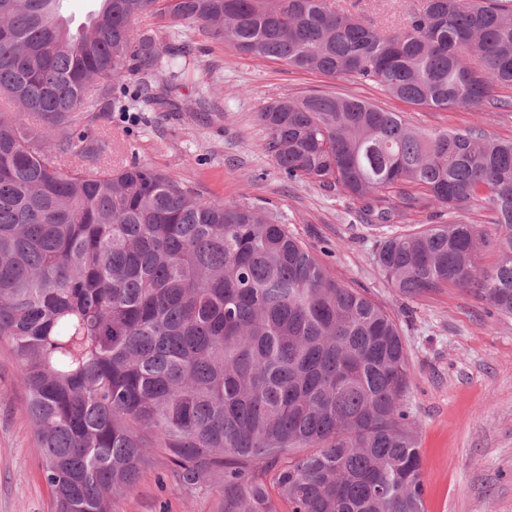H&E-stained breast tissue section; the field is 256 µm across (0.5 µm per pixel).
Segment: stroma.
<instances>
[{"label": "stroma", "mask_w": 512, "mask_h": 512, "mask_svg": "<svg viewBox=\"0 0 512 512\" xmlns=\"http://www.w3.org/2000/svg\"><path fill=\"white\" fill-rule=\"evenodd\" d=\"M363 20L394 26L423 0H336ZM136 28L158 29L182 45L195 68L178 80L173 109L124 98L126 73L111 96L86 113L105 163L139 161L165 172L204 199L247 203L278 212L289 231L335 277L367 289L398 323L412 373L407 404L417 420L425 512H512V316L495 313L472 291L451 286L409 299L383 277L374 254L381 239L433 224L475 219L489 244L480 268L496 265L492 211L448 214L424 209L409 224H368L349 198L304 179L288 178L267 151L260 109L279 98L335 91L399 113L411 126L456 130L476 126L490 139H512V90H498L506 108L473 112L418 108L353 76L331 79L255 60L228 49L198 28L146 18ZM18 362L0 342V512H54L41 468ZM222 495L208 484L182 485L162 458L145 466L134 488L114 499L112 512H220Z\"/></svg>", "instance_id": "1"}]
</instances>
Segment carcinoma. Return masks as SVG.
<instances>
[{"label": "carcinoma", "instance_id": "carcinoma-1", "mask_svg": "<svg viewBox=\"0 0 512 512\" xmlns=\"http://www.w3.org/2000/svg\"><path fill=\"white\" fill-rule=\"evenodd\" d=\"M60 0H0V340L19 362L56 512H112L151 449L222 512H424L391 315L337 280L269 210L202 200L145 164L98 165L81 118L130 64L167 104L190 54L143 17L197 25L240 55L354 76L419 108L481 111L512 88V0H425L398 27L336 0H98L72 31ZM289 178L359 204L371 224L427 208L495 214L385 238L375 261L414 298L468 287L512 316V141L425 131L347 94L258 112Z\"/></svg>", "mask_w": 512, "mask_h": 512}]
</instances>
